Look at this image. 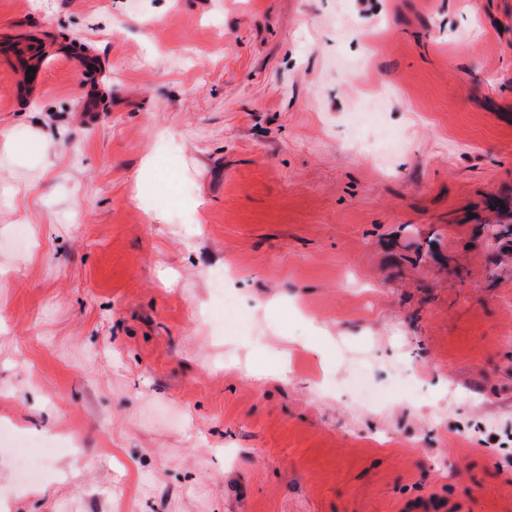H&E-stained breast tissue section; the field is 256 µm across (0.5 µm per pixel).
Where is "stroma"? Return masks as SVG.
Masks as SVG:
<instances>
[{"instance_id": "1", "label": "stroma", "mask_w": 512, "mask_h": 512, "mask_svg": "<svg viewBox=\"0 0 512 512\" xmlns=\"http://www.w3.org/2000/svg\"><path fill=\"white\" fill-rule=\"evenodd\" d=\"M0 426V512H512V0H0ZM41 456L37 458L23 457L18 460L19 475L23 480H34L45 471L46 459L57 449L51 441H43Z\"/></svg>"}]
</instances>
